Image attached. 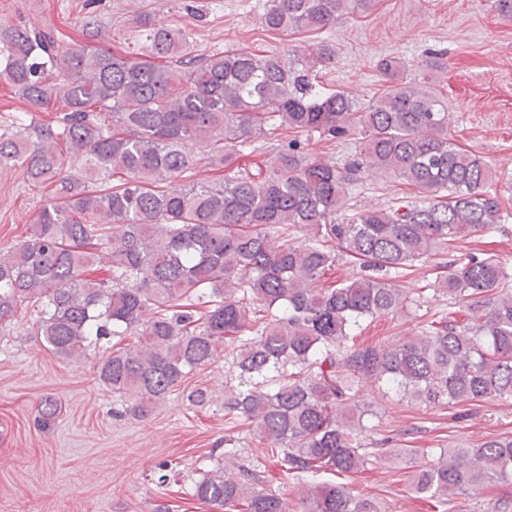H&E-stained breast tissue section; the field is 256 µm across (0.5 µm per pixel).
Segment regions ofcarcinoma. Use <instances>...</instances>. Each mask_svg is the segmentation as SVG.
<instances>
[{"label": "carcinoma", "instance_id": "obj_1", "mask_svg": "<svg viewBox=\"0 0 512 512\" xmlns=\"http://www.w3.org/2000/svg\"><path fill=\"white\" fill-rule=\"evenodd\" d=\"M371 5L268 0L262 25L319 32ZM131 24L142 38L136 53L63 47L54 31L27 24L0 27V86L38 114L55 113L28 135L0 134V164L54 187L25 240L0 252V319L32 309L44 347L65 359L120 338L97 378L139 418L213 362L222 343L238 370L224 416L259 432L269 460L299 480L296 512H391L341 481L417 452L388 447L384 430L366 442L371 410L360 384L433 409L512 398V270L489 251L439 263L436 291L462 318L443 314L379 345L349 340L365 320L423 303L393 279L506 220L492 172L448 137V104L434 81L407 78L395 57L378 62L384 89L365 104L320 82L333 56L327 44L289 62L248 51L199 57L182 31L149 14ZM301 132L357 135L360 150L337 167L309 151ZM266 134L280 137L275 151L240 162ZM205 142L224 176L183 183L198 165L193 147ZM366 174L399 180L416 200L345 220L349 186ZM92 180L99 187H86ZM340 251L361 274L328 285ZM58 412L45 399L38 427L51 429ZM240 456L224 439L234 474L199 478L194 496L222 512H288L264 471ZM492 484L512 486V434L441 448L409 478L423 512H450L459 493L479 499L473 512H508L483 497Z\"/></svg>", "mask_w": 512, "mask_h": 512}]
</instances>
